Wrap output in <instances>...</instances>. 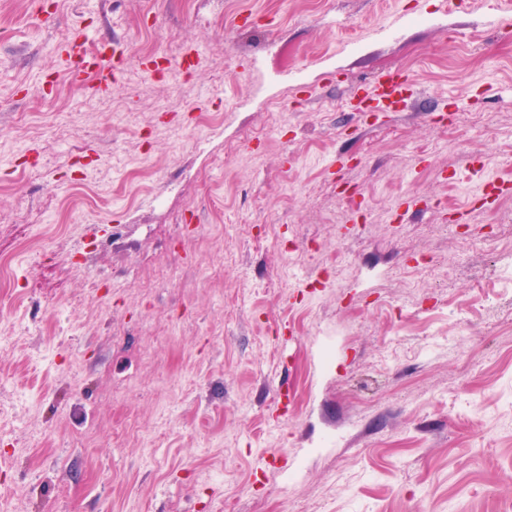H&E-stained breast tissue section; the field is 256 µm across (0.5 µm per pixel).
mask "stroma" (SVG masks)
Wrapping results in <instances>:
<instances>
[{"label":"stroma","instance_id":"stroma-1","mask_svg":"<svg viewBox=\"0 0 512 512\" xmlns=\"http://www.w3.org/2000/svg\"><path fill=\"white\" fill-rule=\"evenodd\" d=\"M0 20V512H512V0ZM85 49L86 42L79 37L65 50V69L70 82L84 85L92 93L112 86L117 69L115 62H112V54L107 56L105 52H100L95 56H90ZM89 71L96 73L97 83L85 82L84 76ZM412 87L409 76L399 73L379 75L371 89V93L360 95L356 92L349 99V105L357 112H401V105L407 98Z\"/></svg>","mask_w":512,"mask_h":512}]
</instances>
